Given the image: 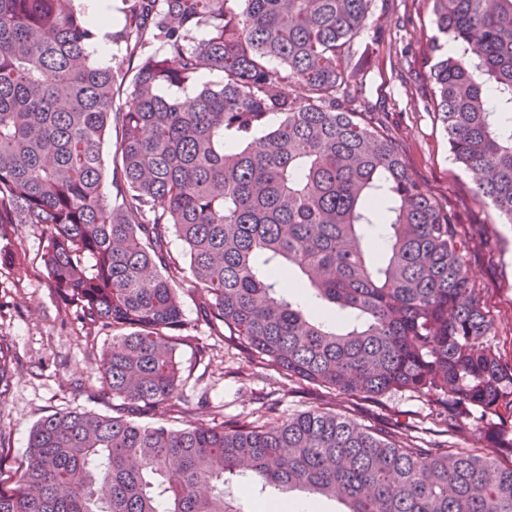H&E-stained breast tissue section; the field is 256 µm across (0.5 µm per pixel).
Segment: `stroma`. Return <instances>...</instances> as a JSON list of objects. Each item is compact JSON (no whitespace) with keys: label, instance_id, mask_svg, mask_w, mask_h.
Wrapping results in <instances>:
<instances>
[{"label":"stroma","instance_id":"35a3bbf8","mask_svg":"<svg viewBox=\"0 0 512 512\" xmlns=\"http://www.w3.org/2000/svg\"><path fill=\"white\" fill-rule=\"evenodd\" d=\"M369 29H383L377 51L356 39L352 59L365 62V83L353 107L370 109L395 141L411 175L454 218L468 241L466 265L492 321L491 342L512 363V224L480 201L464 170L451 159L448 138L433 107L425 59L437 29L429 0H373ZM42 230L32 224L15 229L13 257L0 259V341L11 349L10 385L0 395V487L15 485L28 434L43 416L80 409L111 414L112 400L100 394L101 349L105 337L87 339L71 312L48 285L40 254ZM187 340L177 357L185 378V400L158 408L153 418L174 427L241 419L274 424L311 410L332 411L375 429H392L413 440L453 442L458 448L485 450L477 428L451 437L438 407L402 391L370 399L299 383L277 369L241 355L232 336L211 335L197 319L190 280L182 282ZM209 354L199 359L195 343ZM276 413H267L269 404ZM230 491L246 512L256 501L289 499L295 512H340L336 502H312L307 493L275 488L255 491L234 478Z\"/></svg>","mask_w":512,"mask_h":512}]
</instances>
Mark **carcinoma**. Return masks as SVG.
<instances>
[{
  "label": "carcinoma",
  "instance_id": "obj_1",
  "mask_svg": "<svg viewBox=\"0 0 512 512\" xmlns=\"http://www.w3.org/2000/svg\"><path fill=\"white\" fill-rule=\"evenodd\" d=\"M371 2L123 0L114 40L134 66L118 73L90 62L97 34L75 0H0V256L14 225L41 227L50 288L108 337L101 384L116 400L110 416L39 420L0 512H244L227 474L347 512H512V465L491 476L492 458L329 411L270 427L138 421L180 399L187 269L198 315L247 357L342 394H421L447 410L448 435L476 427L512 451V364L489 339L468 242L351 108L363 73L344 61ZM431 4L448 150L512 223V0ZM193 27L206 36L190 46ZM150 39L162 52L143 56ZM214 71L220 83L201 81ZM286 267L353 322L338 330L281 294ZM11 363L0 345V395Z\"/></svg>",
  "mask_w": 512,
  "mask_h": 512
}]
</instances>
